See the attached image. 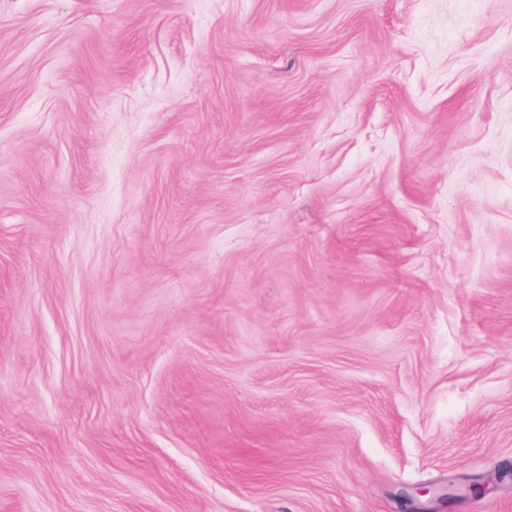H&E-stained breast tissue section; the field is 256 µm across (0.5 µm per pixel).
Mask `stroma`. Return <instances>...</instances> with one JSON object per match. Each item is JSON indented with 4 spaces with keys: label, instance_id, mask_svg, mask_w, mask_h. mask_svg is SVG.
<instances>
[{
    "label": "stroma",
    "instance_id": "obj_1",
    "mask_svg": "<svg viewBox=\"0 0 512 512\" xmlns=\"http://www.w3.org/2000/svg\"><path fill=\"white\" fill-rule=\"evenodd\" d=\"M511 469L512 0H0V512Z\"/></svg>",
    "mask_w": 512,
    "mask_h": 512
}]
</instances>
